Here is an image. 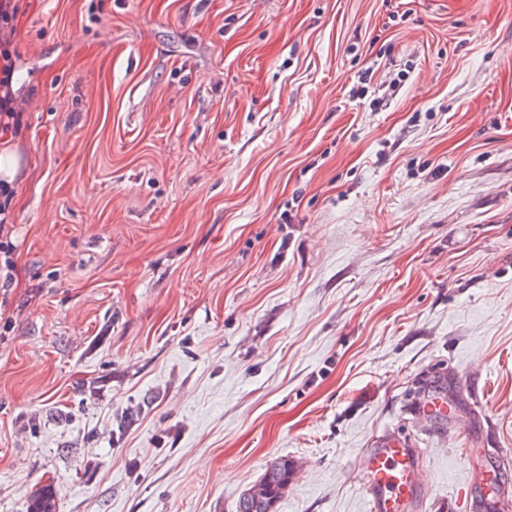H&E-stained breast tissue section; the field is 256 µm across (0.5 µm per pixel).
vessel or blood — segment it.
Listing matches in <instances>:
<instances>
[{"label":"vessel or blood","mask_w":512,"mask_h":512,"mask_svg":"<svg viewBox=\"0 0 512 512\" xmlns=\"http://www.w3.org/2000/svg\"><path fill=\"white\" fill-rule=\"evenodd\" d=\"M421 464L406 439L387 435L360 461L366 512H418Z\"/></svg>","instance_id":"obj_1"}]
</instances>
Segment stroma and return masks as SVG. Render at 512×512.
Masks as SVG:
<instances>
[{
  "instance_id": "35a3bbf8",
  "label": "stroma",
  "mask_w": 512,
  "mask_h": 512,
  "mask_svg": "<svg viewBox=\"0 0 512 512\" xmlns=\"http://www.w3.org/2000/svg\"><path fill=\"white\" fill-rule=\"evenodd\" d=\"M15 3L0 512H236L281 457L276 512H365L387 432L423 512H488L512 0Z\"/></svg>"
}]
</instances>
